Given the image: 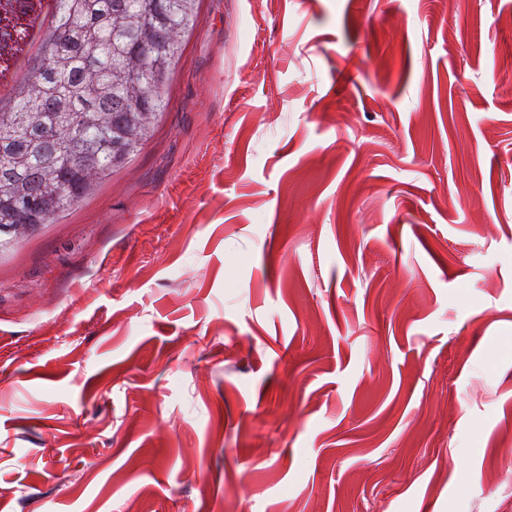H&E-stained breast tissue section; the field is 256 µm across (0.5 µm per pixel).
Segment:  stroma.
Here are the masks:
<instances>
[{
	"label": "stroma",
	"instance_id": "obj_1",
	"mask_svg": "<svg viewBox=\"0 0 512 512\" xmlns=\"http://www.w3.org/2000/svg\"><path fill=\"white\" fill-rule=\"evenodd\" d=\"M197 8L0 255V512H512V0ZM43 159H52L53 166H55L59 171V180L56 183V189L60 195V202L57 212L65 210L70 207L73 202L87 195V193L84 194L83 192L78 191L75 186V183L77 182L75 171V167L77 166V157L75 155L65 153L63 155L50 158L36 155L33 158L28 159L27 163H32L33 161L40 162ZM77 168L79 172L78 186H82L83 177L84 186L87 187L92 184L90 179L92 175L97 172L99 165L96 158L92 154H89L83 159Z\"/></svg>",
	"mask_w": 512,
	"mask_h": 512
}]
</instances>
